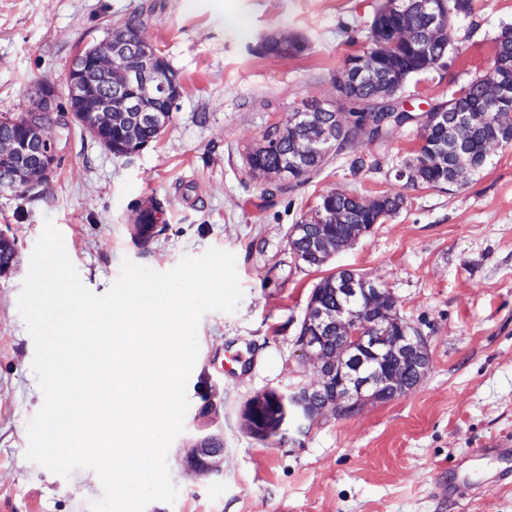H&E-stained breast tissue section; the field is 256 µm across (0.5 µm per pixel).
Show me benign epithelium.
Here are the masks:
<instances>
[{"mask_svg":"<svg viewBox=\"0 0 512 512\" xmlns=\"http://www.w3.org/2000/svg\"><path fill=\"white\" fill-rule=\"evenodd\" d=\"M459 7V0H384L379 15L385 18L415 12L424 16L427 36L419 40V53L426 57L436 40L448 38V26L442 19ZM339 99L361 88H383L390 76L348 61L336 78ZM66 106H61L55 87H36L32 106L16 118L4 117L0 123L11 127L0 134V178L11 189H35L50 181L55 172L59 151L58 140L46 137L56 117L64 115L69 129L74 124L103 141V131L112 121H125L130 130L149 127L160 136L169 123L161 102H174L181 90L170 81L160 67L159 54L148 45L132 48L126 39L110 31L98 43L81 48L66 78ZM322 112L334 113L333 123L324 126ZM499 112L507 119L501 135L485 138L484 146L494 149L512 147V87L507 83L487 81L480 107L451 118L447 109L431 107L424 118L432 126L448 128L453 142L454 176L452 183L463 184L479 157L472 154L468 142L482 124L481 113ZM350 118L342 104L326 105L318 100L302 104L288 115V124L298 130H317L309 137L306 149L294 147L288 170L266 174L269 183L295 181L300 170V155L309 151L322 155L340 141ZM336 294L344 298L368 301L376 311L373 324H362L342 304L326 314L315 313L320 330L298 337L303 355L318 369V384L291 393L296 418L313 423L328 412L352 416L367 400L389 401L413 391L429 366L427 341L420 331L401 323L392 313L385 298L389 293L366 277L347 275L338 283ZM334 326L342 336V345L331 347L321 330ZM215 446L198 443L187 454V463L197 473L210 476L219 470L224 453L223 442L213 436Z\"/></svg>","mask_w":512,"mask_h":512,"instance_id":"1","label":"benign epithelium"}]
</instances>
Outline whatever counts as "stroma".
I'll return each instance as SVG.
<instances>
[{"label": "stroma", "mask_w": 512, "mask_h": 512, "mask_svg": "<svg viewBox=\"0 0 512 512\" xmlns=\"http://www.w3.org/2000/svg\"><path fill=\"white\" fill-rule=\"evenodd\" d=\"M380 2L0 0V116L23 112L41 75L64 89L77 50L130 20L144 25L182 87L164 133L141 152L116 156L76 128L47 184L0 190V233L15 242L13 266L0 276V512H90L101 495L93 470L65 478L25 458L43 396L18 297L48 219L98 295L126 257L159 272L211 247L236 258L243 297L235 312L200 321L184 431L167 454L178 496L145 512H512V482H491L494 466L471 457L512 443V148L445 191L395 180L411 127L385 145L331 156L318 174L274 195L247 164L302 101L336 102V77L348 55L368 49L366 24ZM471 3L452 22V61L405 86L410 111H427L489 66L493 39L512 24V0ZM271 37L300 38L305 50L265 54ZM358 156L374 167H353ZM336 188L399 193L405 204L311 268L296 260L290 231ZM152 200L162 205L159 231L139 244L135 211ZM341 268L394 297L400 318L427 340V375L393 401L257 439L243 419L247 401L316 379L297 338L314 287ZM212 432L223 435L224 455L219 473L204 477L184 457ZM461 461L471 464L475 490L442 492V477Z\"/></svg>", "instance_id": "obj_1"}]
</instances>
